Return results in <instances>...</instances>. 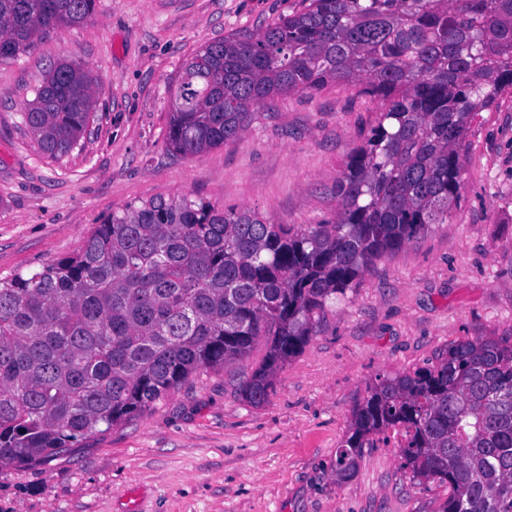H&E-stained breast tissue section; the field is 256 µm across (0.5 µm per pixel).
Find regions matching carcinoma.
I'll use <instances>...</instances> for the list:
<instances>
[{
  "mask_svg": "<svg viewBox=\"0 0 512 512\" xmlns=\"http://www.w3.org/2000/svg\"><path fill=\"white\" fill-rule=\"evenodd\" d=\"M96 0H0V63ZM91 71L51 67L22 118L68 155L93 110ZM343 84L381 102L337 186L333 218L275 224L245 208L153 198L114 212L80 250L0 280V467L64 455L192 377L266 356L243 386L264 403L277 366L328 302L377 260L443 224L462 189L473 120L512 93V0H300L272 25L196 51L170 99L167 141L198 156L239 137L252 109ZM395 438L413 476L448 489L438 512H512V344L455 342L432 366L380 375L336 453Z\"/></svg>",
  "mask_w": 512,
  "mask_h": 512,
  "instance_id": "carcinoma-1",
  "label": "carcinoma"
}]
</instances>
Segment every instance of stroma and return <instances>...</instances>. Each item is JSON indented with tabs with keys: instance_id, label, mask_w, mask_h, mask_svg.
Returning <instances> with one entry per match:
<instances>
[{
	"instance_id": "35a3bbf8",
	"label": "stroma",
	"mask_w": 512,
	"mask_h": 512,
	"mask_svg": "<svg viewBox=\"0 0 512 512\" xmlns=\"http://www.w3.org/2000/svg\"><path fill=\"white\" fill-rule=\"evenodd\" d=\"M299 0H96L0 64V279L76 253L96 224L154 198L244 207L319 224L379 104L342 85L256 108L247 132L199 157L167 143L169 94L202 45L257 32ZM97 78L87 133L53 159L22 104L59 60ZM460 205L447 223L378 261L331 304L261 405L240 388L266 351L193 378L73 453L0 468V512H436L443 494L400 449L336 451L380 375L434 363L449 344L512 337V94L466 139Z\"/></svg>"
}]
</instances>
